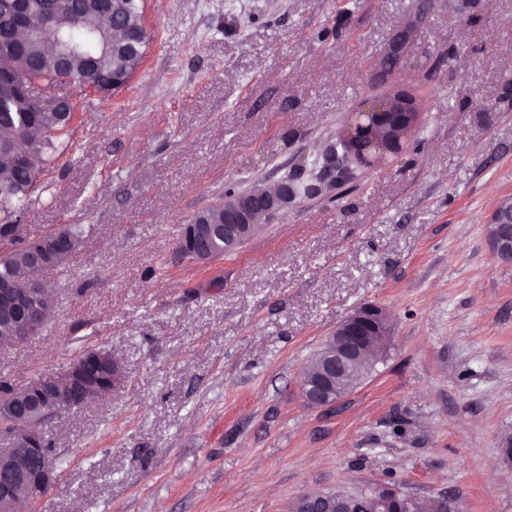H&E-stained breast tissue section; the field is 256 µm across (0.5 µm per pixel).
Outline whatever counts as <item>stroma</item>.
I'll return each mask as SVG.
<instances>
[{
  "mask_svg": "<svg viewBox=\"0 0 512 512\" xmlns=\"http://www.w3.org/2000/svg\"><path fill=\"white\" fill-rule=\"evenodd\" d=\"M144 18L146 58L111 101L68 86L71 137L19 223L24 241L94 231L43 273L51 316L0 344V382L86 348L122 374L46 424L59 467L35 512H290L393 482L512 512V263L487 237L512 202V0H145ZM398 89L423 107L399 154L224 256L177 259L225 187L275 184ZM369 306L391 326L384 359L307 406L308 363ZM298 502V512H334L332 509L336 508L335 500L324 492L306 493L298 498Z\"/></svg>",
  "mask_w": 512,
  "mask_h": 512,
  "instance_id": "obj_1",
  "label": "stroma"
}]
</instances>
